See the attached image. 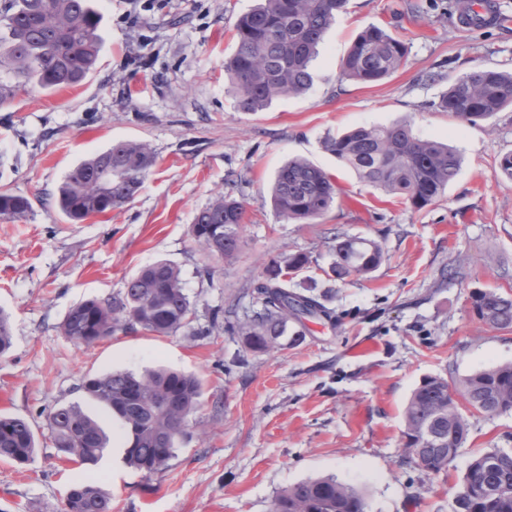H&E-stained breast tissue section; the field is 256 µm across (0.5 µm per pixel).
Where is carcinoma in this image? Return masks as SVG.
I'll use <instances>...</instances> for the list:
<instances>
[{
  "mask_svg": "<svg viewBox=\"0 0 512 512\" xmlns=\"http://www.w3.org/2000/svg\"><path fill=\"white\" fill-rule=\"evenodd\" d=\"M347 0H259L238 19L237 49L224 62L227 91L242 112H258L282 96H301L310 88L309 68L325 31L345 9ZM0 67L11 70L16 85L0 84V103L15 86L53 90L81 82L94 69L100 51V14L91 0H0ZM403 42L386 29H363L341 62L343 79L378 82L405 62ZM512 106V73L475 69L448 83L436 107L462 121L485 119ZM325 149L356 172L366 184L403 196L423 208L438 200L457 175L460 159L448 145L417 135L411 125L357 127L324 142ZM112 155V184L97 178L106 155ZM155 155L139 140H114L71 168L61 181L56 204L69 220L85 219L120 208L139 192L155 165ZM336 194L330 174L303 158L278 170L272 202L283 220L312 221L332 205ZM33 211L32 200L0 191V220L17 222ZM243 204L220 196L200 210L191 225L193 242L207 257L231 258L239 251L238 227ZM333 273L340 280L372 272L383 260L381 245L353 236L335 238ZM307 264L301 254L273 260L264 281L254 288L256 309L236 318L229 328L251 351L283 346L302 335L294 329L303 319H336L321 296L292 289V274ZM472 308L484 323L512 328V297L495 289L473 293ZM191 302L180 271L166 260L142 267L112 298L87 299L73 306L61 324L73 343L90 346L138 329L169 336L192 322ZM9 318L0 311V356L11 348ZM84 401L68 402L47 417L56 447L67 461L92 466L110 447L111 437L94 406L116 417L128 437L126 463L145 474L162 471L175 457L174 431L189 427L203 403L197 377L159 366L123 371L87 380ZM476 411L512 410V363L485 369L450 386L442 377H427L405 407L409 457L438 474L467 441V420L456 396ZM37 450L31 425L23 418L0 415V458L27 462ZM455 512H512V450L500 448L471 459L455 496ZM112 503L99 483L88 478L72 487L65 512H111ZM274 512H365V497L334 477L303 481L280 490Z\"/></svg>",
  "mask_w": 512,
  "mask_h": 512,
  "instance_id": "cac0c4a2",
  "label": "carcinoma"
}]
</instances>
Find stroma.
I'll return each instance as SVG.
<instances>
[{
	"label": "stroma",
	"mask_w": 512,
	"mask_h": 512,
	"mask_svg": "<svg viewBox=\"0 0 512 512\" xmlns=\"http://www.w3.org/2000/svg\"><path fill=\"white\" fill-rule=\"evenodd\" d=\"M256 0H94L102 44L79 84L18 88L0 105V191L28 196L24 220H0V309L12 347L0 358V414L26 419L38 439L31 461L0 459V512H64L84 467L65 461L47 426L57 406L83 397L90 377L160 365L202 379L204 405L166 470L128 467L118 420L96 467L112 512H272L281 489L328 475L366 497L368 512H454L470 459L512 448V412L463 415L468 439L446 471L418 469L404 452V408L428 376L449 383L512 362V329L478 319L480 289L512 295V180L497 169L512 152V107L473 123L439 111L449 80L478 68L512 72V0L504 23L464 29L454 0H348L312 63L301 97L237 111L224 61L235 24ZM421 11H413V4ZM390 30L406 61L372 84L339 77L369 25ZM410 123L460 157L442 198L424 208L362 183L324 148L358 126ZM146 142L156 164L121 208L75 224L55 204L64 174L112 140ZM333 175L336 198L310 224L282 221L269 189L289 158ZM242 201L240 250L205 258L189 229L217 195ZM337 236L376 241L384 260L366 276L330 271ZM307 265L297 291L324 295L336 320L306 322L285 349L253 352L212 328L251 292L282 253ZM176 266L193 304L190 327L170 336L118 334L75 346L60 324L90 298L120 293L156 260ZM461 266L456 280L450 267Z\"/></svg>",
	"instance_id": "35a3bbf8"
}]
</instances>
